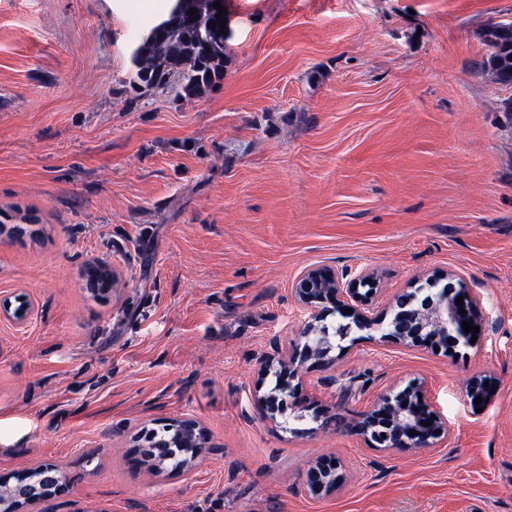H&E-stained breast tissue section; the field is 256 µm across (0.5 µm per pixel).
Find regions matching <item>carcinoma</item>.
I'll return each instance as SVG.
<instances>
[{"label": "carcinoma", "instance_id": "cac0c4a2", "mask_svg": "<svg viewBox=\"0 0 512 512\" xmlns=\"http://www.w3.org/2000/svg\"><path fill=\"white\" fill-rule=\"evenodd\" d=\"M224 0H172L165 19L151 27L142 42L132 52L135 82L147 89L166 86L178 78L181 96L195 98L224 79L225 37L207 38L208 24L216 20L218 10L214 2ZM197 9V20H191L188 11ZM491 40V65L496 80L512 85V25L497 24ZM88 280L99 282L101 290L112 287L114 277L104 263L90 265L85 270ZM179 431H174L173 442L178 444ZM182 444V443H180ZM184 451L174 455L161 453L147 457L150 468L181 471L187 468L200 448L182 444ZM56 494L48 474L37 465L14 477L13 483H0V502L7 506L40 502Z\"/></svg>", "mask_w": 512, "mask_h": 512}]
</instances>
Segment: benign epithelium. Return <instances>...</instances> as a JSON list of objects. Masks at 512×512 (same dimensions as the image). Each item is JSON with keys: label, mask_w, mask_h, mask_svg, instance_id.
Masks as SVG:
<instances>
[{"label": "benign epithelium", "mask_w": 512, "mask_h": 512, "mask_svg": "<svg viewBox=\"0 0 512 512\" xmlns=\"http://www.w3.org/2000/svg\"><path fill=\"white\" fill-rule=\"evenodd\" d=\"M450 282L441 291L430 295L426 301L412 307L418 291L397 294L389 304L390 320L385 316L370 317L380 294L379 280L361 271L353 276L339 274L328 266H316L302 271L295 279L293 297L306 315L300 342L284 352L272 343V352L260 359L261 376L275 377V384L265 394L258 396L257 407L268 417L285 415L288 410L304 406L302 397V372L311 362L330 366L329 357L335 341L349 337L351 326L342 324L334 329L324 320L330 310H352L349 317L359 328L382 327L381 338L406 348H435L453 339L455 343L470 344L472 333L463 330L461 322L472 321L479 326L477 300L466 285ZM463 297L464 305L456 304ZM31 310L30 302L23 296L15 301L0 302V312L18 324L24 323ZM494 379L487 374L471 378L467 387L470 400L487 398ZM425 382L408 384L382 394L376 404L342 428L351 435L360 436L371 448L382 451L394 449H428L448 440L452 425L448 418L436 411L428 402ZM415 435H410V431ZM343 464L338 458H321L306 472L304 486L308 493L319 496L337 489L342 481Z\"/></svg>", "instance_id": "obj_1"}]
</instances>
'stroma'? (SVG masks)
<instances>
[{"mask_svg": "<svg viewBox=\"0 0 512 512\" xmlns=\"http://www.w3.org/2000/svg\"><path fill=\"white\" fill-rule=\"evenodd\" d=\"M168 6L0 0V299L31 304L0 317V478L57 465L44 512H512V86L487 64L512 0H224V78L192 99L132 83ZM321 265L375 271L382 312L456 276L484 330L451 352L353 330L303 419L261 418L259 360L298 343L293 283ZM416 379L438 447L322 428ZM185 419L192 465L142 463L141 433ZM336 456L340 489L308 495ZM335 462V465H332ZM343 464L338 458H321L306 472L304 486L308 493L319 496L337 489L342 481Z\"/></svg>", "mask_w": 512, "mask_h": 512, "instance_id": "1", "label": "stroma"}]
</instances>
